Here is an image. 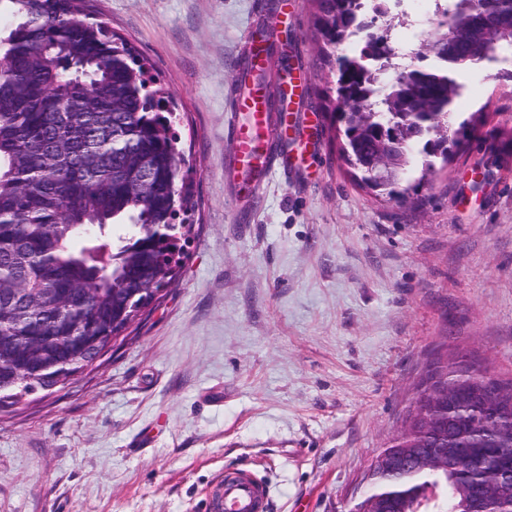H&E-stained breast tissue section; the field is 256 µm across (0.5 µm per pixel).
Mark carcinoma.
Listing matches in <instances>:
<instances>
[{"mask_svg":"<svg viewBox=\"0 0 512 512\" xmlns=\"http://www.w3.org/2000/svg\"><path fill=\"white\" fill-rule=\"evenodd\" d=\"M82 0H0L10 23L0 36V404L20 403L56 384L55 375L88 364L89 351L66 336L104 335L114 311L133 313L132 294L147 255L174 272L193 225L186 184L178 183L173 111L153 87L143 60L103 22H89ZM314 35L336 48L356 38L358 50L334 59L341 156L362 184L405 196L400 182L468 138L453 128L450 107L464 88L458 66L512 57V0H444L425 40L431 62L398 74L372 66L392 63L391 41L359 11V0H314ZM366 115L336 116L338 98ZM410 112L393 155V177L375 180L364 157ZM167 224V236L152 231ZM484 369L468 354L439 369L446 387L442 433L465 449L467 462L437 469L377 471L366 493L398 495L390 512H464L467 486L496 483L487 466L512 448V405L494 412L476 390ZM401 432L397 446L423 447L422 428Z\"/></svg>","mask_w":512,"mask_h":512,"instance_id":"cac0c4a2","label":"carcinoma"}]
</instances>
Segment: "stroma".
Listing matches in <instances>:
<instances>
[{
	"instance_id": "35a3bbf8",
	"label": "stroma",
	"mask_w": 512,
	"mask_h": 512,
	"mask_svg": "<svg viewBox=\"0 0 512 512\" xmlns=\"http://www.w3.org/2000/svg\"><path fill=\"white\" fill-rule=\"evenodd\" d=\"M294 2L86 0L171 102L193 231L122 345L0 411V512H208L227 471L261 478L268 512H350L434 346L512 374V88L471 72L457 118L476 133L400 205L318 134L335 67ZM418 17L401 0L376 21L416 63ZM272 28L268 84L284 63L311 81L246 186L226 126L248 118L244 37Z\"/></svg>"
}]
</instances>
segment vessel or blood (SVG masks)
Listing matches in <instances>:
<instances>
[{"label":"vessel or blood","mask_w":512,"mask_h":512,"mask_svg":"<svg viewBox=\"0 0 512 512\" xmlns=\"http://www.w3.org/2000/svg\"><path fill=\"white\" fill-rule=\"evenodd\" d=\"M236 111L249 113L252 122L248 125L231 124L228 136L235 145L242 166H249L257 155L272 157L274 147L287 135L285 125L268 124L265 92L253 87L244 96L233 101ZM269 490L265 482L250 475L236 472L225 473L209 494L211 512H267Z\"/></svg>","instance_id":"b4317fda"}]
</instances>
